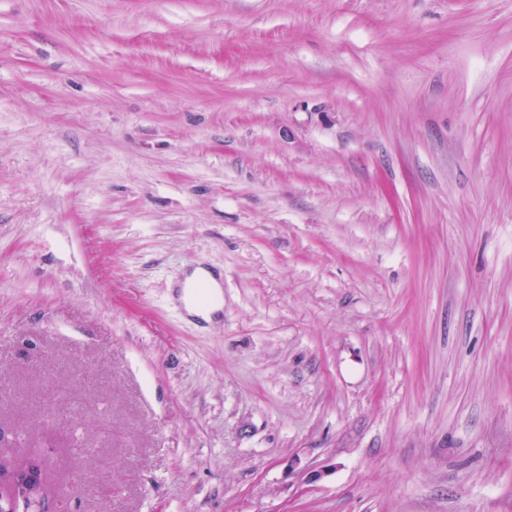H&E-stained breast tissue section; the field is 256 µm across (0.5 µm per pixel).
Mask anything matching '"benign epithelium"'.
Wrapping results in <instances>:
<instances>
[{
  "label": "benign epithelium",
  "instance_id": "benign-epithelium-1",
  "mask_svg": "<svg viewBox=\"0 0 512 512\" xmlns=\"http://www.w3.org/2000/svg\"><path fill=\"white\" fill-rule=\"evenodd\" d=\"M47 504L41 457L20 465L0 459V512H43Z\"/></svg>",
  "mask_w": 512,
  "mask_h": 512
}]
</instances>
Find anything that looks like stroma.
I'll return each instance as SVG.
<instances>
[{
  "instance_id": "stroma-1",
  "label": "stroma",
  "mask_w": 512,
  "mask_h": 512,
  "mask_svg": "<svg viewBox=\"0 0 512 512\" xmlns=\"http://www.w3.org/2000/svg\"><path fill=\"white\" fill-rule=\"evenodd\" d=\"M0 432L57 512H512V0H0ZM211 281L213 287L211 292L213 299L208 307L201 308L196 303L192 302L188 297L187 291H185L184 295L182 296L186 309L190 313L200 316L206 321H210L212 319V315L220 310L223 301L220 282L213 276H211Z\"/></svg>"
}]
</instances>
